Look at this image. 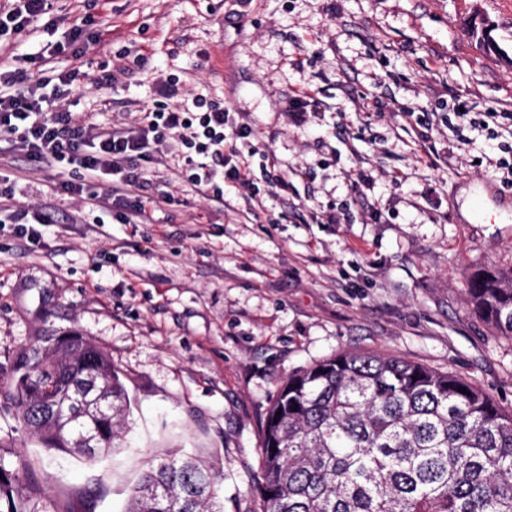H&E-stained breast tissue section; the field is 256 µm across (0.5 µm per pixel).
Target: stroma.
<instances>
[{
    "label": "stroma",
    "instance_id": "stroma-1",
    "mask_svg": "<svg viewBox=\"0 0 512 512\" xmlns=\"http://www.w3.org/2000/svg\"><path fill=\"white\" fill-rule=\"evenodd\" d=\"M57 13L102 34L64 106L130 124L178 79L180 101L201 95L249 124L253 164L274 152L288 187L262 188L253 211L228 186L217 208L165 170L143 190L167 198L148 223L98 224L53 172L0 157L19 205L62 218L36 245L0 223V377L74 330L109 354L133 402L121 448L93 465L44 451L0 410V458L29 460L44 512L84 495L93 512H122L148 461L172 448L212 459L224 512H256L271 400L346 350L454 373L512 407V341L466 297L475 269L512 267V187L494 165L512 126L493 140L435 123L423 159L402 112L460 100L512 110V13L498 0H58ZM485 20L492 49L467 34ZM107 72L115 87L95 88ZM302 88L314 92L306 107L290 101ZM362 173L373 187L357 198ZM332 211L342 223H327Z\"/></svg>",
    "mask_w": 512,
    "mask_h": 512
}]
</instances>
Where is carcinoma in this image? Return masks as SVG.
<instances>
[{"label": "carcinoma", "instance_id": "1", "mask_svg": "<svg viewBox=\"0 0 512 512\" xmlns=\"http://www.w3.org/2000/svg\"><path fill=\"white\" fill-rule=\"evenodd\" d=\"M467 298L512 339V268L469 276ZM95 372L112 396V416L89 410L99 426L95 463L120 447L116 426L131 401L108 355L60 342L46 363L0 396L49 451L78 449L63 406L71 380ZM466 392H461V389ZM258 512H512V411L468 380L379 353L343 351L290 375L261 430ZM29 461L0 459V512H40ZM222 476L210 461L180 450L151 463L124 512H224Z\"/></svg>", "mask_w": 512, "mask_h": 512}]
</instances>
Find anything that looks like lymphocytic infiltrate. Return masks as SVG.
Masks as SVG:
<instances>
[{"instance_id":"lymphocytic-infiltrate-1","label":"lymphocytic infiltrate","mask_w":512,"mask_h":512,"mask_svg":"<svg viewBox=\"0 0 512 512\" xmlns=\"http://www.w3.org/2000/svg\"><path fill=\"white\" fill-rule=\"evenodd\" d=\"M51 8L52 0H0V37L34 26ZM77 76L74 69L61 72V87L50 97L25 72L0 70V142L23 152L40 168L77 167L79 182H61L63 191L86 196L117 223L142 224L148 203L137 192L149 174L173 161L182 179L210 204L223 205L228 184L245 189L247 201L256 200L252 164L237 147L238 142H249L254 131L230 124L227 107L202 96L179 104L178 83L170 79L160 85L159 101L134 123L93 121L58 105L64 87ZM103 181L110 188L102 196L97 187ZM12 198V193L0 190V214L17 225L21 238L35 241L39 225L55 223L53 210L13 209Z\"/></svg>"}]
</instances>
